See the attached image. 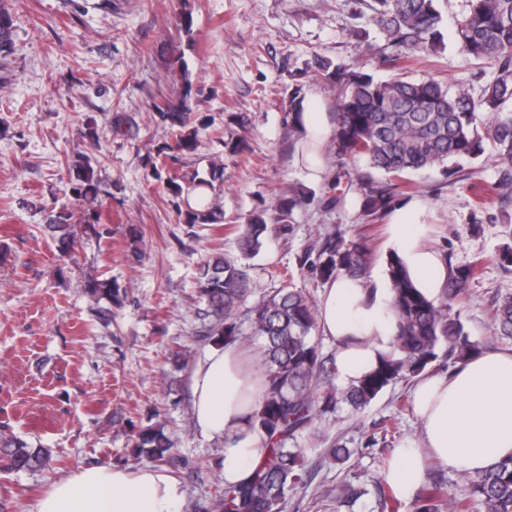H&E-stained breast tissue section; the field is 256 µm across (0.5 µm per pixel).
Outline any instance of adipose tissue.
Segmentation results:
<instances>
[{"instance_id": "obj_1", "label": "adipose tissue", "mask_w": 512, "mask_h": 512, "mask_svg": "<svg viewBox=\"0 0 512 512\" xmlns=\"http://www.w3.org/2000/svg\"><path fill=\"white\" fill-rule=\"evenodd\" d=\"M413 210L396 213L394 248L413 280L438 297L446 280L441 253L413 232ZM318 326L336 344L337 378L351 383L393 348L394 319L386 288L359 279L327 284ZM193 412L202 434L224 440L226 484L245 480L260 453L259 434L247 425L259 404L261 384L239 345L221 346L199 362L192 376ZM414 407L423 444L396 449L382 477L398 494L410 496L425 480L424 457L462 473H477L512 456V350H489L448 373L421 378ZM180 485L162 470L113 466L84 468L50 486L35 512H178Z\"/></svg>"}]
</instances>
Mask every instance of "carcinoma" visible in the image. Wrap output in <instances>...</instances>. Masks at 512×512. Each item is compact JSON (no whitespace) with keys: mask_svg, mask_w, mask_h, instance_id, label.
<instances>
[{"mask_svg":"<svg viewBox=\"0 0 512 512\" xmlns=\"http://www.w3.org/2000/svg\"><path fill=\"white\" fill-rule=\"evenodd\" d=\"M372 11L398 49L396 63L444 45L436 0H374ZM14 32L13 17L0 0V62L14 52ZM454 43L465 55L495 69L494 79L478 98L465 90L452 91L433 78L376 80L360 66L318 63L321 76L336 86L332 143L338 155L364 162L357 180L363 213L373 220L391 209L398 190L409 186L406 175L412 172L441 166L449 177L463 172L470 178L464 163L483 155L486 139L493 145L501 179L490 188L477 187L470 230L507 213L506 201L512 199V0H470L467 13L454 20ZM189 94L187 90L178 102L165 99L156 106L162 121L180 128L177 149L183 153L197 149L199 133L206 129L204 122L190 121ZM67 176L76 196L90 205L98 202L102 181L91 158L80 155L71 161ZM166 189L179 203L184 223H224V212L205 195L207 190L215 191L214 181L175 174L167 177ZM303 200L289 196L279 199L270 212H254L239 229L242 256L258 253L272 233L286 235L288 217ZM70 219L52 215L44 225L62 252L74 247L77 228H93L88 222L71 224ZM443 260L447 278L440 297L433 300L412 281L397 253H389L386 276L395 316L394 346L372 370L341 390L352 408H365L387 387L419 378L438 363L453 367L483 351L453 314L455 303L462 301L480 275L482 261L475 257L460 265L448 252ZM298 264L326 283L343 276L367 279L373 254L365 242L348 240L335 230L320 238L315 253L299 256ZM87 288L96 301L107 303L95 310L103 321L112 316L110 304L120 303L126 294L110 278H91ZM198 293L207 319L198 330L200 336L216 344H232L247 323L251 334L264 341L261 401L248 418L249 427L260 432L261 456L247 482L224 486L216 512H284L288 493L308 483L302 449L288 447V440L317 416L318 380H330L337 373L335 359L323 357L311 336L317 323L315 304L285 284L246 306L252 295L250 280L239 264L220 253L201 265ZM491 325L495 335L512 339V292L494 301ZM171 448L164 426L155 424L137 434L131 455L164 462ZM0 452L17 471L38 470L48 456V449L2 432ZM465 484L464 497L431 486L415 500L413 512H472L474 502L482 512H512V457L466 476Z\"/></svg>","mask_w":512,"mask_h":512,"instance_id":"1","label":"carcinoma"}]
</instances>
